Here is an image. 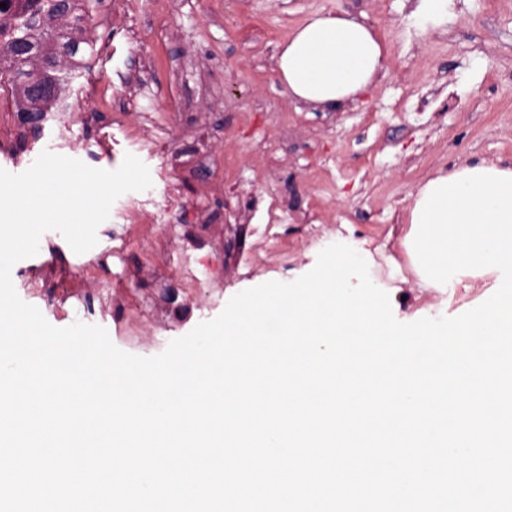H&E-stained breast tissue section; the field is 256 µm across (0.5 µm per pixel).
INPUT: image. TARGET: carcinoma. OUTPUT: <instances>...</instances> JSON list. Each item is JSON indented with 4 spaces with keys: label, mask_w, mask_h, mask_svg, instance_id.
Listing matches in <instances>:
<instances>
[{
    "label": "carcinoma",
    "mask_w": 512,
    "mask_h": 512,
    "mask_svg": "<svg viewBox=\"0 0 512 512\" xmlns=\"http://www.w3.org/2000/svg\"><path fill=\"white\" fill-rule=\"evenodd\" d=\"M90 0H0V88L16 108L35 112L44 100L24 90L15 75L39 71L43 77L76 73L92 49L87 35Z\"/></svg>",
    "instance_id": "obj_1"
}]
</instances>
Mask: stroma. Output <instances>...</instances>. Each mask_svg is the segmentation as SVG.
Masks as SVG:
<instances>
[{
  "label": "stroma",
  "instance_id": "1",
  "mask_svg": "<svg viewBox=\"0 0 512 512\" xmlns=\"http://www.w3.org/2000/svg\"><path fill=\"white\" fill-rule=\"evenodd\" d=\"M415 0H95L93 50L70 107L24 124L0 90V168L43 151L117 169L145 163L152 192H128L74 253L55 231L17 262L13 285L57 327H104L154 356L231 297L306 274L343 235L370 240L394 317L433 296L386 264L419 187L464 162L512 163V0H453L446 24ZM365 13L388 47V77L344 110L288 95L280 49L314 12ZM276 222H269V215Z\"/></svg>",
  "mask_w": 512,
  "mask_h": 512
}]
</instances>
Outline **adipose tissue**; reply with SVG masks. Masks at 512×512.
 <instances>
[{
  "mask_svg": "<svg viewBox=\"0 0 512 512\" xmlns=\"http://www.w3.org/2000/svg\"><path fill=\"white\" fill-rule=\"evenodd\" d=\"M387 47L366 15L316 13L295 28L278 58L292 99L315 109L357 105L387 75Z\"/></svg>",
  "mask_w": 512,
  "mask_h": 512,
  "instance_id": "obj_1",
  "label": "adipose tissue"
}]
</instances>
